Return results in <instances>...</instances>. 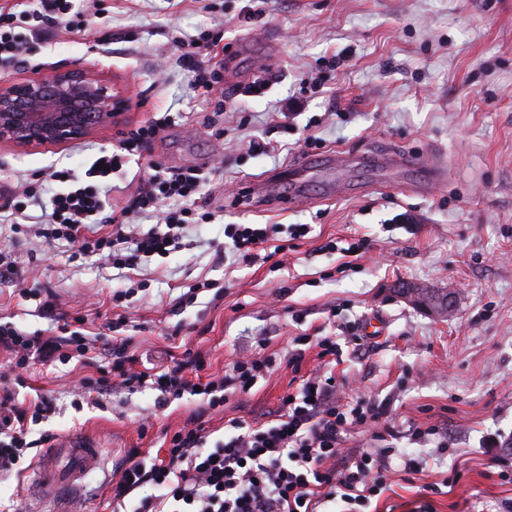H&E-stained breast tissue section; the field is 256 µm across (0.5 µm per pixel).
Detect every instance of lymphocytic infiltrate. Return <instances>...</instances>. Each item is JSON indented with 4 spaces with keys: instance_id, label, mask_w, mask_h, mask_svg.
<instances>
[{
    "instance_id": "f902f5d3",
    "label": "lymphocytic infiltrate",
    "mask_w": 512,
    "mask_h": 512,
    "mask_svg": "<svg viewBox=\"0 0 512 512\" xmlns=\"http://www.w3.org/2000/svg\"><path fill=\"white\" fill-rule=\"evenodd\" d=\"M90 23L89 14L73 0H15L11 6L1 5L0 61L15 59L30 50L34 41L57 31L84 32ZM183 64L193 77L194 89L212 98L214 112H223V97L213 94L222 81L223 60L211 54L200 59L188 52ZM171 120L168 114L149 120L112 151L101 152L84 174L51 171L49 182L61 183L62 188L52 193L41 222L33 225L35 236L65 242L75 254L98 256L118 270L180 249L186 226L209 218L196 203L207 179L203 170L174 172L153 165L149 177L119 205L113 204L108 183ZM149 214L156 215V226L137 230L136 218ZM102 224L110 225V232L99 233ZM276 230L273 224H228L224 236L230 239L234 255L251 263ZM126 327L121 314L109 324L114 335L112 375L98 379V386L115 382L130 390H155L162 405L187 394L198 397L199 403L194 418L167 440L163 454L151 457L136 449L128 451L122 476L112 486L113 503H124L135 491L151 486L157 488V496L142 497L133 512H163L168 502L177 505L179 512H317L321 500L328 497L364 506L381 493L385 461L367 453L345 454L342 445L354 426L386 418L385 403L340 404L335 384L315 372L303 378L295 392L282 397L272 424L255 427L234 418L230 421L233 435L211 442L201 417L245 394L274 371L276 356L238 360L219 379L204 376L207 361L199 353L167 368L140 369L136 357L128 353L133 339L126 335ZM0 348L12 353L15 371L28 367L34 358L45 363L72 359L85 366L91 363V346L78 336H31L10 323L0 324ZM53 409L48 396L23 403L10 386H0L1 473L20 465L30 447L50 442V435L32 441L28 434L31 425L42 422Z\"/></svg>"
}]
</instances>
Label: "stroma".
Listing matches in <instances>:
<instances>
[{
  "instance_id": "stroma-1",
  "label": "stroma",
  "mask_w": 512,
  "mask_h": 512,
  "mask_svg": "<svg viewBox=\"0 0 512 512\" xmlns=\"http://www.w3.org/2000/svg\"><path fill=\"white\" fill-rule=\"evenodd\" d=\"M248 3L96 0L91 30L59 32L0 62V81L41 78L63 63L92 68L130 100L124 120L93 137L0 146V188L41 183L55 169L84 173L100 151L169 112L175 122L141 160L113 174L112 199L134 190L148 163L199 168L210 174L201 205L214 216L187 227L184 248L123 271L0 222V247L18 267L0 273V323L52 336L62 313L72 330L101 336L113 294L125 291L132 351L151 363L198 351L218 378L240 358L276 354L280 368L207 417L213 441L232 435L230 419H273L283 394L320 367L313 349L288 367L295 336L335 337L339 402L390 404L383 425L354 427L345 441L348 453L390 459L366 512H512V0H262L255 19L244 16ZM204 30L224 49L227 100L216 123L181 64ZM261 70L270 83L257 93ZM254 139L270 152H251ZM336 150L364 155L361 168H326L323 156ZM385 150L423 153L448 178L428 187L418 169L375 174L370 160ZM301 160L309 200H291L279 184L278 204L265 202L257 182ZM228 224L282 225L288 248L274 261L238 263L222 250ZM292 224L309 225L308 235L289 239ZM360 239L368 249L347 258ZM205 279L223 285L222 298L203 291L175 309ZM410 286L453 295V314L417 308L403 294ZM98 377L75 360L23 370L20 396L46 391L56 404L30 439L80 432L99 457L65 499L41 486L36 467L2 474L1 503L112 512L127 452L156 453L194 408L187 395L156 409L150 389L86 397L82 379ZM142 413L153 416L144 434ZM408 461L417 474L405 472Z\"/></svg>"
}]
</instances>
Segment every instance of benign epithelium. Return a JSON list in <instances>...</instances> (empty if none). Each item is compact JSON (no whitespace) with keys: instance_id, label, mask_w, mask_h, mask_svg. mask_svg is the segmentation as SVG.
Returning <instances> with one entry per match:
<instances>
[{"instance_id":"1","label":"benign epithelium","mask_w":512,"mask_h":512,"mask_svg":"<svg viewBox=\"0 0 512 512\" xmlns=\"http://www.w3.org/2000/svg\"><path fill=\"white\" fill-rule=\"evenodd\" d=\"M124 92L81 68L57 67L37 79L0 84V144L60 145L118 123Z\"/></svg>"}]
</instances>
